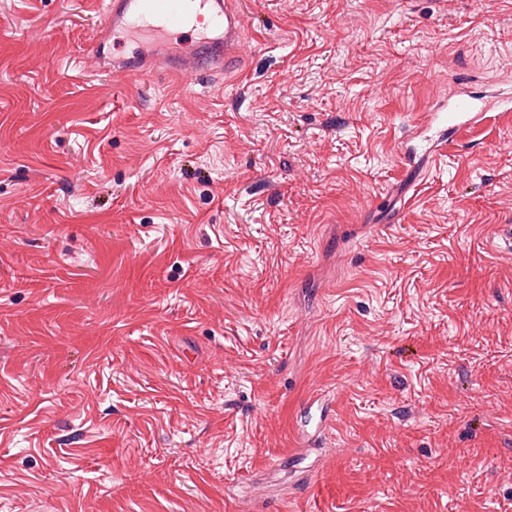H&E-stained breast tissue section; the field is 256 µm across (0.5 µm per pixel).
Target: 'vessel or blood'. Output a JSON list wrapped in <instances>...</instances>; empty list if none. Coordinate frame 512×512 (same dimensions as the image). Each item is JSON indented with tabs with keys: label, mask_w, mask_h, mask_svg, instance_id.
I'll return each mask as SVG.
<instances>
[{
	"label": "vessel or blood",
	"mask_w": 512,
	"mask_h": 512,
	"mask_svg": "<svg viewBox=\"0 0 512 512\" xmlns=\"http://www.w3.org/2000/svg\"><path fill=\"white\" fill-rule=\"evenodd\" d=\"M90 10L102 13L103 21L94 41L83 50L97 62H110L113 71L134 79L151 74L160 65L184 80L199 73L233 70L232 54L242 40L245 19L231 0H85ZM195 36L191 51L174 54L172 59L143 50L131 57L108 51L109 39L127 40L141 36L152 44H171L186 33ZM475 109L466 96L445 112L424 113L418 131L438 129L433 148L442 153L448 147V134L471 123Z\"/></svg>",
	"instance_id": "b4317fda"
}]
</instances>
